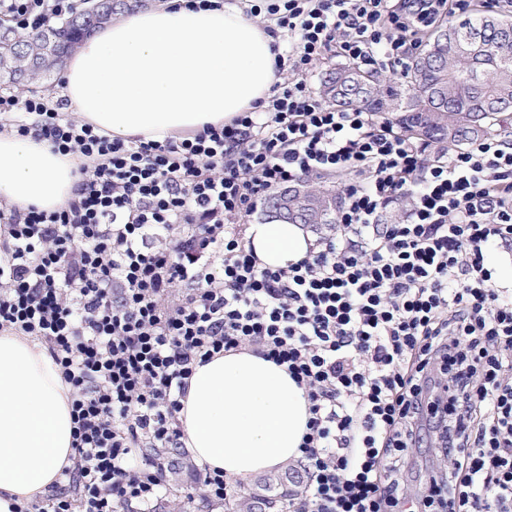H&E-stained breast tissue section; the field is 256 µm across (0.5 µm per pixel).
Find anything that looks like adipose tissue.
Returning a JSON list of instances; mask_svg holds the SVG:
<instances>
[{
	"label": "adipose tissue",
	"instance_id": "ef3b65f1",
	"mask_svg": "<svg viewBox=\"0 0 512 512\" xmlns=\"http://www.w3.org/2000/svg\"><path fill=\"white\" fill-rule=\"evenodd\" d=\"M272 42L237 6L196 11L166 0L87 37L58 94L111 137L161 141L223 124L267 98L276 81ZM75 184L72 160L46 140L0 133V201L55 210ZM248 238L261 267L272 269L313 246L298 224H253ZM70 411V388L39 341L0 335V512L59 478L72 453ZM178 417L200 465L246 483L300 456L310 413L285 367L240 350L195 367Z\"/></svg>",
	"mask_w": 512,
	"mask_h": 512
}]
</instances>
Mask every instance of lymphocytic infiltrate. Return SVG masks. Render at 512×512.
<instances>
[{"mask_svg": "<svg viewBox=\"0 0 512 512\" xmlns=\"http://www.w3.org/2000/svg\"><path fill=\"white\" fill-rule=\"evenodd\" d=\"M80 0H0L34 34ZM274 39L258 110L188 137L99 134L63 100L0 92V131L75 156L64 208L0 203V332L37 339L72 389L73 464L15 512H132L162 500L195 364L239 348L286 366L310 402L307 476L288 512H512V138L447 152L308 76L336 58L405 73L469 0H239ZM344 178L336 232L260 267L249 217L307 178ZM402 219L380 221L400 199ZM433 424L420 495L404 463ZM486 263L494 270L497 283L503 287H512L510 265H512L511 247H494L487 253ZM509 263V266L505 265Z\"/></svg>", "mask_w": 512, "mask_h": 512, "instance_id": "f902f5d3", "label": "lymphocytic infiltrate"}]
</instances>
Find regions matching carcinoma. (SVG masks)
<instances>
[{
	"label": "carcinoma",
	"mask_w": 512,
	"mask_h": 512,
	"mask_svg": "<svg viewBox=\"0 0 512 512\" xmlns=\"http://www.w3.org/2000/svg\"><path fill=\"white\" fill-rule=\"evenodd\" d=\"M58 44L48 50L71 52L82 40L69 17L56 25ZM23 63L0 54V82H14ZM318 89L340 108L381 114L410 137L421 136L443 149L472 143L492 130L512 133V21L477 11L473 16L437 26L398 84L379 73L346 64L327 72ZM317 224L336 223L337 193L315 190ZM303 484L297 468L261 479L257 490L224 503V512H284L287 492Z\"/></svg>",
	"instance_id": "carcinoma-1"
}]
</instances>
